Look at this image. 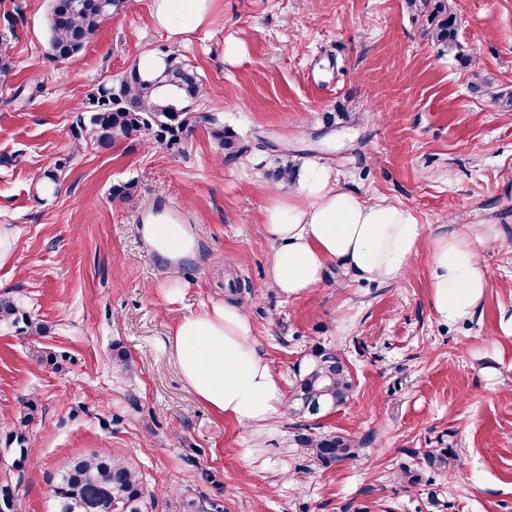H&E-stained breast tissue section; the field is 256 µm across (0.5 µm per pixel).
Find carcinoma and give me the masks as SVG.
<instances>
[{"mask_svg":"<svg viewBox=\"0 0 512 512\" xmlns=\"http://www.w3.org/2000/svg\"><path fill=\"white\" fill-rule=\"evenodd\" d=\"M121 0H50L48 26L49 48L58 61L77 56L95 36L101 22L116 17L114 11ZM411 8L431 9L430 27L425 36L448 53L458 50L456 17L448 0H407ZM7 25L0 30V81L12 71L11 41L16 37V21L5 17ZM163 70L153 76L141 71L134 60L124 75L100 81L77 103L74 109L71 157L84 148H109L119 141L136 140L153 147H182L196 128L205 127L222 150V156L233 159L246 151L237 132L224 126L217 114L202 103L204 80L186 59L182 50L159 48ZM503 111L512 112V92L494 89L489 80L477 86ZM70 157L44 170L35 183L36 195L56 197L62 189ZM298 164L283 153L274 171L275 179L294 181ZM7 324L28 336L42 337L48 325L28 312L23 303L11 296H0V325ZM113 364L127 374L136 372L133 359L114 347ZM354 389L351 372L333 349L314 345L307 354L305 370L298 373L292 400L311 415L320 410H334L344 405ZM25 412L19 428L11 434L16 448V464L25 463L28 451L25 430L34 420L35 402H24ZM295 442L313 461L330 467L352 454L353 443L338 434L313 433L312 427L296 435ZM448 449L428 451L423 464L429 469L448 463ZM52 512H152L153 494L149 493L143 475L124 457L108 450L74 457L51 488ZM0 512H20L16 490L0 481Z\"/></svg>","mask_w":512,"mask_h":512,"instance_id":"carcinoma-1","label":"carcinoma"}]
</instances>
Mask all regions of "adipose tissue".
<instances>
[{
	"label": "adipose tissue",
	"mask_w": 512,
	"mask_h": 512,
	"mask_svg": "<svg viewBox=\"0 0 512 512\" xmlns=\"http://www.w3.org/2000/svg\"><path fill=\"white\" fill-rule=\"evenodd\" d=\"M152 16L180 43L211 26L212 0H153ZM263 225L273 244L267 281L288 300L324 285L335 264L357 280L396 281L411 270L422 235L412 209L363 197L318 161L306 165L287 197L272 194ZM491 236L487 229L433 238L429 299L440 321H465L479 309L489 273L475 247ZM169 344L184 381L217 413L252 428L279 414L284 395L237 304H214L184 318Z\"/></svg>",
	"instance_id": "1"
}]
</instances>
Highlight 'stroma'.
Wrapping results in <instances>:
<instances>
[{
	"label": "stroma",
	"instance_id": "1",
	"mask_svg": "<svg viewBox=\"0 0 512 512\" xmlns=\"http://www.w3.org/2000/svg\"><path fill=\"white\" fill-rule=\"evenodd\" d=\"M459 50L441 54L427 14L406 0H214V23L182 44L204 78L206 104L246 147L219 162L197 129L181 150L121 142L73 153L72 109L105 77L168 45L152 0H129L74 58L48 48L49 0H0L18 24L13 71L0 82V225L14 244L0 294L47 323L33 337L0 325V479L18 484L22 512H48L50 488L70 458L107 449L134 463L153 512L186 501L224 512H512V112L474 91H512V0H449ZM241 46L224 54L227 41ZM40 79L25 106L16 86ZM349 117L326 128L324 115ZM329 163L366 197L411 208L423 227L412 272L365 283L334 269L326 284L286 300L266 286L272 243L262 224L283 152ZM70 158L58 196L33 194L37 177ZM134 181L132 196L109 189ZM175 198L204 246L176 275L141 228L145 208ZM482 224L496 241L478 250L489 288L469 320L445 325L429 302L432 238ZM232 301L284 394L312 345L344 354L354 391L324 414L352 457L311 464L294 443L305 419L285 407L255 430L224 418L182 380L172 328L203 306ZM122 346L128 379L112 366ZM46 362H39V355ZM37 410L28 461L12 467L8 436L25 399ZM434 448L441 469L420 468ZM419 468L418 483L403 468Z\"/></svg>",
	"mask_w": 512,
	"mask_h": 512
}]
</instances>
